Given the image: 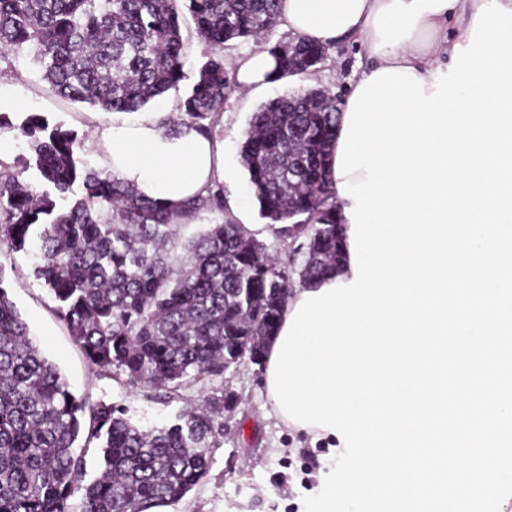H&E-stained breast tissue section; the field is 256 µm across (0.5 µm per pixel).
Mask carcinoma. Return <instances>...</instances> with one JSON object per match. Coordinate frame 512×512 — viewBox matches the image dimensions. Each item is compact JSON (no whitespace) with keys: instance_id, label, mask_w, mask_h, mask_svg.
Returning <instances> with one entry per match:
<instances>
[{"instance_id":"obj_1","label":"carcinoma","mask_w":512,"mask_h":512,"mask_svg":"<svg viewBox=\"0 0 512 512\" xmlns=\"http://www.w3.org/2000/svg\"><path fill=\"white\" fill-rule=\"evenodd\" d=\"M280 0H0V58L24 49L48 89L104 111L136 112L189 79L190 36L205 61L177 108L199 132L224 109L234 79L224 49L267 38ZM190 15L192 33H184ZM282 77H308L328 47L305 39L271 48ZM336 98L287 92L253 112L240 147L260 212L288 243L281 261L224 213V186L177 211L142 198L77 156L74 132L30 112H0V135L27 142L20 167L0 163V244L38 241L36 280L88 364L115 368L166 397L189 378L224 375L240 339L262 365L294 283L332 273L342 259L336 192L327 179ZM206 213L219 219L185 245L182 267L168 249ZM213 396L165 425L144 429L107 400L76 396L31 338L0 267V512H150L183 498L207 474L220 435ZM95 444L98 476L83 483ZM83 491L80 510L70 503Z\"/></svg>"}]
</instances>
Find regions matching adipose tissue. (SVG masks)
Instances as JSON below:
<instances>
[{
	"mask_svg": "<svg viewBox=\"0 0 512 512\" xmlns=\"http://www.w3.org/2000/svg\"><path fill=\"white\" fill-rule=\"evenodd\" d=\"M487 0H281L280 19L294 37L325 46L355 38L370 67L355 72L352 86L384 69H411L432 92L437 71L452 62L455 45H467L473 19ZM459 18L456 31L448 21ZM277 60L269 50L254 49L237 62V82L254 92L272 83ZM173 114L167 98L149 112H116L111 125L97 130V152L116 180L144 198L179 208L212 184H233L224 168L219 128L203 134L188 121L177 132L166 122Z\"/></svg>",
	"mask_w": 512,
	"mask_h": 512,
	"instance_id": "ef3b65f1",
	"label": "adipose tissue"
}]
</instances>
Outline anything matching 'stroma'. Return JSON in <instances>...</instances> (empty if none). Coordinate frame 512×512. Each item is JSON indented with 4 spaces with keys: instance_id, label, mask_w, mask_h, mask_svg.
Instances as JSON below:
<instances>
[{
    "instance_id": "stroma-1",
    "label": "stroma",
    "mask_w": 512,
    "mask_h": 512,
    "mask_svg": "<svg viewBox=\"0 0 512 512\" xmlns=\"http://www.w3.org/2000/svg\"><path fill=\"white\" fill-rule=\"evenodd\" d=\"M358 64L354 42L336 43L308 84L346 95ZM42 75L33 53H24L12 64L0 61V82L13 86L24 102L23 112L41 113L50 123L72 130L80 144V157L96 164L95 130L111 122V113L53 95ZM298 85L297 79L286 78L258 94L236 87L224 105V166L237 177L234 188L224 193V212L243 230L263 222L240 162L250 117L258 107ZM23 112L14 113V120H21ZM35 261L34 252H15L0 245V267L10 283L11 299L35 342L59 366L77 396L121 404L132 422L146 428L171 422L206 397L229 392L237 400L234 408L215 417L222 433L210 450L206 477L180 501L158 512H304V497L318 494L324 486L322 461L331 442L311 441L276 419L265 394L261 367L246 362L217 378L187 380L169 398L153 399L146 385L130 381L125 374L91 368L58 317L52 294L33 278Z\"/></svg>"
}]
</instances>
